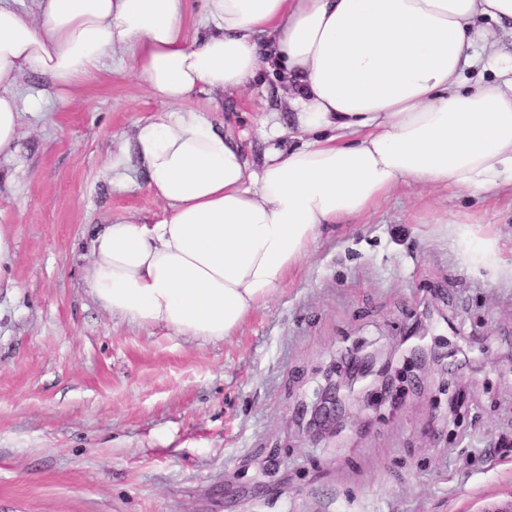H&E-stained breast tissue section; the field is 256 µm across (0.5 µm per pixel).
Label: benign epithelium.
Segmentation results:
<instances>
[{
	"label": "benign epithelium",
	"instance_id": "7a95c632",
	"mask_svg": "<svg viewBox=\"0 0 512 512\" xmlns=\"http://www.w3.org/2000/svg\"><path fill=\"white\" fill-rule=\"evenodd\" d=\"M414 336L415 333L410 332L401 337L407 359L423 363L431 359L440 361L444 358V354L432 347L410 343ZM390 367L389 358L381 361L371 354L353 353L345 365H333L325 371V383L316 390L314 399L311 403H303L298 407L299 420L310 433L320 435L326 431H336V421L344 414L351 388L358 382L363 384L365 390L370 387L379 390L382 401L396 404L400 392L393 387L389 377Z\"/></svg>",
	"mask_w": 512,
	"mask_h": 512
}]
</instances>
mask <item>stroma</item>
<instances>
[{
  "label": "stroma",
  "instance_id": "1",
  "mask_svg": "<svg viewBox=\"0 0 512 512\" xmlns=\"http://www.w3.org/2000/svg\"><path fill=\"white\" fill-rule=\"evenodd\" d=\"M73 92L24 74L42 113L0 156V224L14 287L0 288V512H503L512 504V192L399 188L315 243L303 267L225 341L113 317L87 286L84 244L162 206L144 177L112 188L104 166L138 123L173 111L129 57ZM203 110L248 133L284 111L263 75ZM499 240L495 261L461 253L458 223ZM422 324L444 362L396 355L397 406L351 399L333 433L296 416L355 349L390 350ZM15 258L14 238L8 224H0V283L7 279L10 282L9 271Z\"/></svg>",
  "mask_w": 512,
  "mask_h": 512
}]
</instances>
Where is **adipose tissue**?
<instances>
[{"mask_svg": "<svg viewBox=\"0 0 512 512\" xmlns=\"http://www.w3.org/2000/svg\"><path fill=\"white\" fill-rule=\"evenodd\" d=\"M28 15L0 0V155L19 139L20 79L61 91L124 51L154 97L177 105L196 92H236L276 73L293 112L255 129L270 141L251 164L239 139L195 110L141 123L133 147L104 167L123 190L145 170L163 205L150 223L111 220L90 240V293L112 316L178 336L221 341L308 259L318 236L393 190L512 188V56L485 17L512 25V0H35ZM494 80L468 85L466 70ZM300 142L275 148L286 132Z\"/></svg>", "mask_w": 512, "mask_h": 512, "instance_id": "ef3b65f1", "label": "adipose tissue"}]
</instances>
